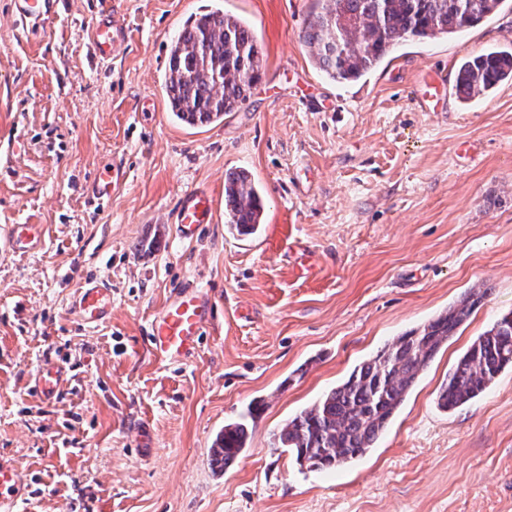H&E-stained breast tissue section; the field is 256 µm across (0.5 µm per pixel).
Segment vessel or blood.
<instances>
[{"label": "vessel or blood", "instance_id": "b4317fda", "mask_svg": "<svg viewBox=\"0 0 512 512\" xmlns=\"http://www.w3.org/2000/svg\"><path fill=\"white\" fill-rule=\"evenodd\" d=\"M61 0H12V16L18 27L33 31L45 26L58 15ZM128 30L124 18L110 7H100L91 19L89 50L91 57L104 63L125 52ZM441 72H433L429 81L414 88L412 99L424 112L437 111L441 99L439 87L444 86ZM125 172L117 167H106L94 185L97 201L110 198L113 189L124 179ZM215 206L211 194L203 189L186 192L173 215V222L181 239H194L202 225L213 223ZM73 308L78 318L94 325L104 321L112 312V290L104 283L89 281L77 289ZM213 317L209 297L195 288H186L167 302L162 312L153 319L149 328L152 350L174 359L196 347L205 327ZM63 365L47 359L31 377V389L42 400L57 397L67 380ZM26 474L13 463L0 460V512H16L19 505L31 504L32 495L25 487Z\"/></svg>", "mask_w": 512, "mask_h": 512}]
</instances>
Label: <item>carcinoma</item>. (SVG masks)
Returning a JSON list of instances; mask_svg holds the SVG:
<instances>
[{
    "instance_id": "obj_1",
    "label": "carcinoma",
    "mask_w": 512,
    "mask_h": 512,
    "mask_svg": "<svg viewBox=\"0 0 512 512\" xmlns=\"http://www.w3.org/2000/svg\"><path fill=\"white\" fill-rule=\"evenodd\" d=\"M302 41L331 81L350 83L375 70L409 38H448L496 13L504 0H317ZM263 53L252 27L221 9L190 18L173 37L164 90L169 108L195 126L224 118L246 103L260 80ZM458 98L467 103L512 81V48L468 54L455 72ZM264 206L251 175L224 179L226 223L247 231L263 223ZM487 290L471 289L423 326L394 337L347 379L301 411L275 435V445L312 468H338L374 447L436 355L456 336ZM512 368V312L477 337L448 371L438 404L456 409L481 395ZM247 418L224 425L212 462L229 466L246 448Z\"/></svg>"
}]
</instances>
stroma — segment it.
Instances as JSON below:
<instances>
[{
	"label": "stroma",
	"mask_w": 512,
	"mask_h": 512,
	"mask_svg": "<svg viewBox=\"0 0 512 512\" xmlns=\"http://www.w3.org/2000/svg\"><path fill=\"white\" fill-rule=\"evenodd\" d=\"M101 2L65 0L34 35L0 0V457L28 473L38 512H512V369L438 405L449 369L512 311V82L469 103L446 86L441 112L411 98L431 67L451 76L463 55L511 45L512 0L348 85L302 42L315 0H109L130 42L97 64ZM214 8L255 27L263 74L239 111L193 128L165 97L167 50ZM110 164L127 176L100 205ZM235 168L264 200L256 234L220 220L180 239L183 193L223 197ZM15 224L37 227L27 254L3 248ZM91 279L112 289L96 327L71 307ZM190 287L215 318L191 355L159 358L150 322ZM472 288L488 294L366 455L311 470L275 447L356 365ZM48 357L71 376L51 403L29 385ZM259 399L248 448L215 470L216 434Z\"/></svg>",
	"instance_id": "1"
}]
</instances>
